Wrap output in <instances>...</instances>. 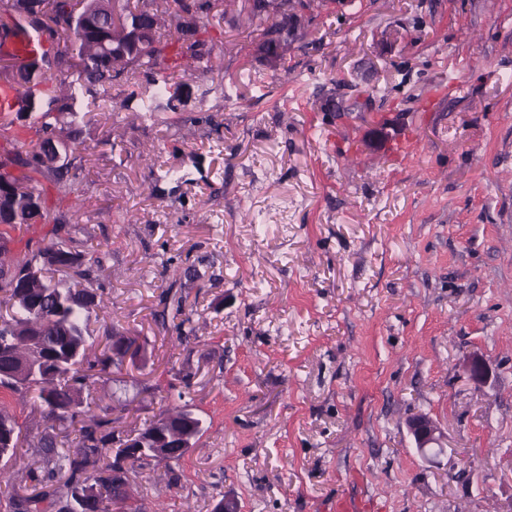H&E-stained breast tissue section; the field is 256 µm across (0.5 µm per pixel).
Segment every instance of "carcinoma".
<instances>
[{
	"label": "carcinoma",
	"mask_w": 512,
	"mask_h": 512,
	"mask_svg": "<svg viewBox=\"0 0 512 512\" xmlns=\"http://www.w3.org/2000/svg\"><path fill=\"white\" fill-rule=\"evenodd\" d=\"M36 17L24 15V0H0V82L17 94L16 103L50 100L54 107L36 110L22 129L32 130L41 142L48 135L63 140L67 163L56 169L37 164L35 148H15L0 155V167L17 174L0 189L23 212L24 223L44 224L50 219L39 179L49 181L60 204L75 198L82 167L75 164L82 142L77 120L97 106L83 102L76 91L112 86L127 72L142 71L167 79L210 62L211 53L224 43L206 39L214 0H112L123 23L113 25L112 13L99 9L101 0H31ZM264 0H229L262 30L260 48L265 55L283 54L291 28L289 13L281 18L260 13ZM9 36H36L50 47L24 61L1 50ZM56 72L59 84L42 75L31 78L27 68L36 61ZM37 195L39 203L28 206ZM58 238L17 265L0 262V388L32 394L52 433L40 439L36 452L42 466L28 469L32 484L28 496L7 498L11 512H130L127 473L137 463L156 459L179 461L188 449L182 437H198L202 420L188 405L169 406L157 419L116 435L112 409L97 407L92 389L101 378L122 373L124 361L140 368L139 337L108 332L100 354L89 347L91 317L107 309L104 289L94 286L93 266L103 258L90 257ZM60 277H55V274ZM21 444L15 418L0 407V459L11 460Z\"/></svg>",
	"instance_id": "cac0c4a2"
}]
</instances>
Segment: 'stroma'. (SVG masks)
I'll return each mask as SVG.
<instances>
[{
	"label": "stroma",
	"instance_id": "35a3bbf8",
	"mask_svg": "<svg viewBox=\"0 0 512 512\" xmlns=\"http://www.w3.org/2000/svg\"><path fill=\"white\" fill-rule=\"evenodd\" d=\"M210 22L223 54L158 111L145 77H121L80 126L68 218L112 295L92 350L113 327L145 345L94 396L132 401L127 430L188 375L204 426L181 461L137 470L133 505L164 489L166 512H336L340 495L512 512V0H330L274 68L237 12ZM53 230L8 226L10 259ZM0 404L25 469L46 423L28 395ZM417 416L440 452L417 450ZM410 429L415 438L417 448L422 450L432 447L431 445L437 444L441 439L438 428L424 417L413 419L410 423Z\"/></svg>",
	"mask_w": 512,
	"mask_h": 512
}]
</instances>
